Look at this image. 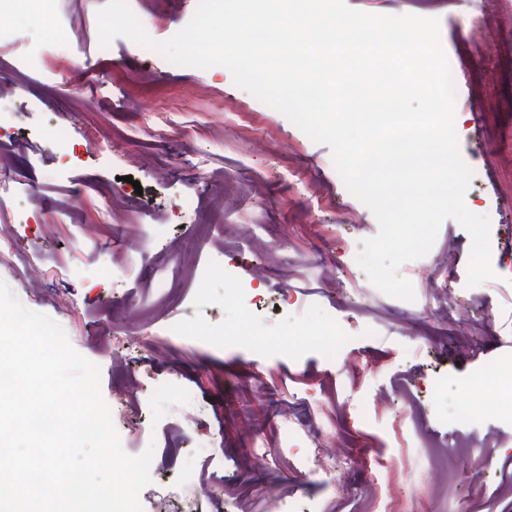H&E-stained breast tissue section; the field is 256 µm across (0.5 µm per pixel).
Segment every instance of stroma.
<instances>
[{
  "label": "stroma",
  "instance_id": "35a3bbf8",
  "mask_svg": "<svg viewBox=\"0 0 512 512\" xmlns=\"http://www.w3.org/2000/svg\"><path fill=\"white\" fill-rule=\"evenodd\" d=\"M106 0H52L44 18L25 0L1 10L0 88L11 115L0 133V279L28 309L65 330L100 368L101 392L128 453L153 447L157 486L187 496L207 485L224 512H273L272 497L324 512H373L379 460L395 456L392 494L403 512H512V420L482 405L479 372L512 357V0H347L373 14L438 18L456 70L460 153L473 171L468 208L490 218L495 278L466 284L470 239L446 220L430 252L404 263L415 299L368 287L356 257L375 236L371 210L345 187L328 146L237 87L220 66L200 69L143 54L128 38L100 46ZM154 40L192 18L198 0H128ZM74 32L64 45L48 25ZM260 114L270 135L242 138L233 108ZM69 139L50 143L54 128ZM258 294L246 309L228 288ZM291 302H284V295ZM335 320L344 342L316 348ZM215 350L178 325L221 331ZM289 325L303 352L269 353L258 336ZM177 378L171 398L157 388ZM473 408L462 419V406ZM308 412L336 431L335 482L304 472L284 413ZM196 425L185 427V417ZM466 440L490 463L459 459L457 492H434L430 445ZM209 460H193L199 442ZM267 448L265 460L251 454Z\"/></svg>",
  "mask_w": 512,
  "mask_h": 512
}]
</instances>
